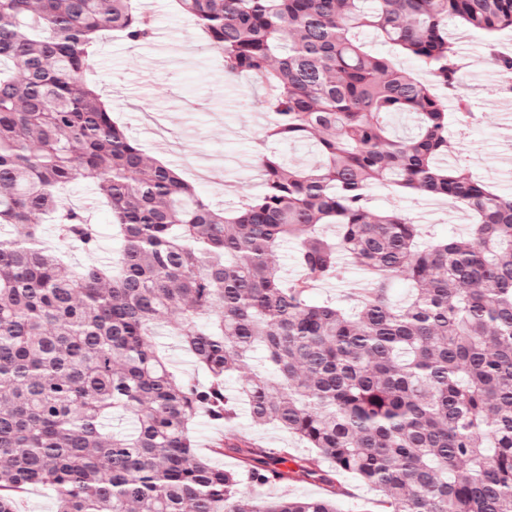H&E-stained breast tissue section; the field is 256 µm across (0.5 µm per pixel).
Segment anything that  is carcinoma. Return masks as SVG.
I'll use <instances>...</instances> for the list:
<instances>
[{"instance_id":"carcinoma-1","label":"carcinoma","mask_w":512,"mask_h":512,"mask_svg":"<svg viewBox=\"0 0 512 512\" xmlns=\"http://www.w3.org/2000/svg\"><path fill=\"white\" fill-rule=\"evenodd\" d=\"M221 50L224 74L266 89L274 141L313 143L296 167L262 155L261 194L218 210L167 166L146 160L84 78L99 33L136 45L151 34L139 0H0V512L49 484L57 512H340L336 481L383 493L379 512H512V197L448 154V112L434 88L365 46L361 29L415 58L460 96L448 22L482 36L503 78L512 0H177ZM400 113L410 138L391 134ZM94 181L122 241L110 268L75 271L44 247L41 224L91 251L96 231L61 191ZM376 186L468 210L463 237L424 245L398 211L374 213ZM295 243L302 277L275 262ZM354 258L369 288L318 302L313 283ZM405 280L402 304L392 284ZM210 383L177 378L157 351L160 322ZM263 349L267 368L252 354ZM251 418L315 454L243 448L226 470L197 452L201 411L229 425L224 380ZM120 414L127 431L108 430ZM300 469L317 497L259 489ZM254 489L243 493L242 481Z\"/></svg>"}]
</instances>
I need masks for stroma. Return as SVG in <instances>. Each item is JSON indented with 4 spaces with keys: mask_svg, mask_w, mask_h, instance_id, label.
Segmentation results:
<instances>
[{
    "mask_svg": "<svg viewBox=\"0 0 512 512\" xmlns=\"http://www.w3.org/2000/svg\"><path fill=\"white\" fill-rule=\"evenodd\" d=\"M154 31L152 38L130 46L121 33L105 32L99 41L88 74L96 82L113 117L124 126L150 160L173 169L191 182L197 193L214 208L231 209L244 196L257 195L263 180L259 156L277 151L289 161L307 164L314 157L301 143H278L267 139L272 115L260 105V85L225 76L222 58L202 36L194 19L179 10L174 0H144ZM462 58L463 89L468 109L475 118L451 129L454 156L469 172L498 193L512 196V161L501 127L503 106L512 97L498 92L500 73L488 56L482 39L467 28L451 27ZM168 148H159V141ZM68 201L84 211L96 225L98 243L93 251L69 252L74 269L104 264L121 247L112 234V214L100 199L93 182L79 179L66 192ZM371 205L377 210L399 209L411 217L429 213L426 234L449 237L462 234L472 222L462 207L423 194H398L385 187L372 190ZM363 270L350 258H342L337 280L318 285V299L343 301L366 287ZM171 369L192 383H207L209 377L177 337L156 338ZM244 443L269 451L289 449L296 457L308 450L295 437L273 425L255 424L245 405H237L232 422ZM381 493L350 475L336 484L340 512H375Z\"/></svg>",
    "mask_w": 512,
    "mask_h": 512,
    "instance_id": "obj_1",
    "label": "stroma"
}]
</instances>
